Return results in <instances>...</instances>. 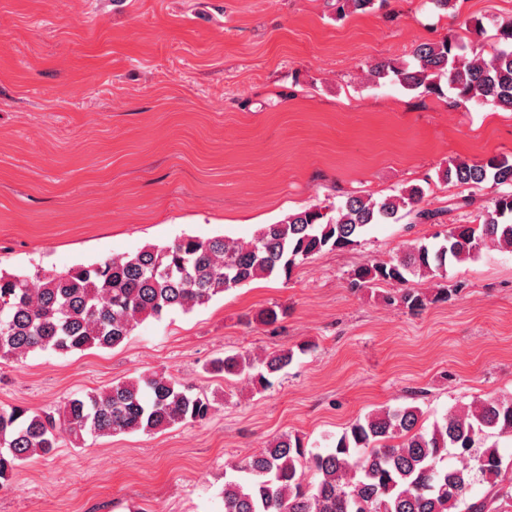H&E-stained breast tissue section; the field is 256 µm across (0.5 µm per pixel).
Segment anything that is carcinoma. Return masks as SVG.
<instances>
[{
    "mask_svg": "<svg viewBox=\"0 0 512 512\" xmlns=\"http://www.w3.org/2000/svg\"><path fill=\"white\" fill-rule=\"evenodd\" d=\"M385 0H336V12L367 11ZM499 49L487 57L460 37L424 42L412 61H381L369 66L366 81L386 82L408 91L441 94L440 79L461 104L491 102L512 110V21L497 28ZM439 178L467 189L490 183L497 192L479 222L455 224L442 241L421 243L394 258L366 263L350 274L354 288L396 284L388 296L411 311L431 301H447L457 288L443 284L433 297L406 288L409 277H447V267L476 258L489 245L512 248V161L457 160ZM424 189L411 185L379 199L350 195L336 215L309 208L264 224L253 240L186 236L66 273L20 276L0 272V359L19 361L35 350L66 354L92 347L114 348L149 317L189 311L250 281L290 273L324 251L343 250L377 224H395L415 207ZM294 359L290 348L253 360L236 353L214 361L226 375L244 376L258 390ZM208 397L165 374H152L67 400L58 416L13 408L0 411V481L35 455L58 447L57 426L76 439L118 433L165 430L207 419ZM416 406H399L357 419L319 452L304 448L290 434L224 474V512H512V491L501 479L512 468L497 445L485 438L512 436V399L489 397L478 405L450 411L427 429ZM468 460L461 467L448 456ZM489 492L471 495L477 483Z\"/></svg>",
    "mask_w": 512,
    "mask_h": 512,
    "instance_id": "1",
    "label": "carcinoma"
}]
</instances>
